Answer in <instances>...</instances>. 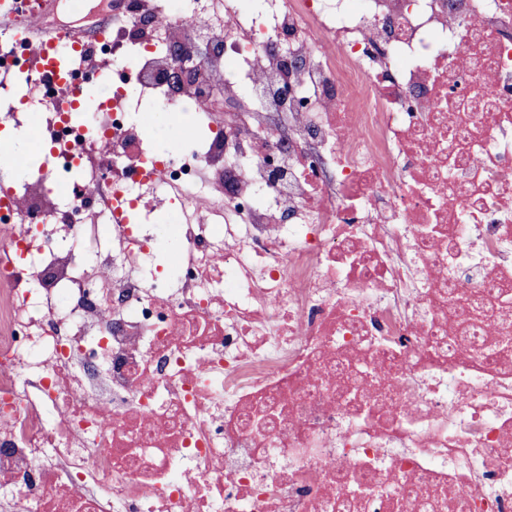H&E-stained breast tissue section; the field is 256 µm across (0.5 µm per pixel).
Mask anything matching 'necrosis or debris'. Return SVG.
<instances>
[{
    "instance_id": "1",
    "label": "necrosis or debris",
    "mask_w": 512,
    "mask_h": 512,
    "mask_svg": "<svg viewBox=\"0 0 512 512\" xmlns=\"http://www.w3.org/2000/svg\"><path fill=\"white\" fill-rule=\"evenodd\" d=\"M33 4L0 0V120L79 176L0 196L13 512H322L368 466L512 512V348L492 367L434 342L512 294V0H112V94L81 122L55 80L15 99ZM199 7L224 50L175 88ZM140 98L207 136L159 146ZM338 358L380 374L371 416ZM200 54L189 52V47L182 42H178L172 51V56L168 58L169 62L165 69L169 72V79L173 86H182L189 78L191 73L199 67Z\"/></svg>"
}]
</instances>
